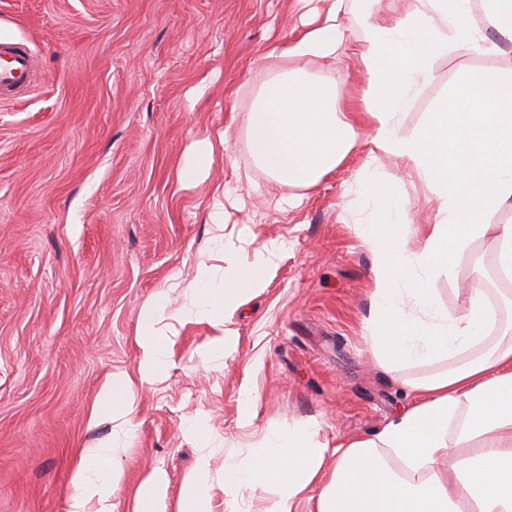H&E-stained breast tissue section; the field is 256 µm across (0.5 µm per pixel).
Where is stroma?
<instances>
[{
    "mask_svg": "<svg viewBox=\"0 0 512 512\" xmlns=\"http://www.w3.org/2000/svg\"><path fill=\"white\" fill-rule=\"evenodd\" d=\"M354 7L343 0L346 52L304 66L358 105L366 82ZM303 12L296 0H0V36L37 64L32 88L0 103V512H67L83 449L110 431L90 418L98 393L108 374L137 370L143 307L164 290L181 308L203 259L220 272L227 259L280 250L262 288L227 316L224 350L209 323L168 321L170 368L138 390L114 512H132L155 469L175 504L202 447L219 502L225 461L270 430L308 424L331 447L372 437L415 402L412 383L451 368L444 359L393 371L368 340L363 177L396 176L420 224L433 216L426 185L387 158L368 163L365 131L309 189L270 180L250 154L246 117L265 78L253 62L295 40ZM511 65L512 54H437L403 131L466 69ZM222 130L208 177L183 186L191 144ZM219 187L220 226L209 218ZM288 197L296 206L282 208ZM466 282L487 290L495 344L512 324V289L488 240L436 274L441 309L462 308ZM198 416L200 439L187 432Z\"/></svg>",
    "mask_w": 512,
    "mask_h": 512,
    "instance_id": "35a3bbf8",
    "label": "stroma"
}]
</instances>
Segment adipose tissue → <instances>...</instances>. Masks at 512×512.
<instances>
[{"label":"adipose tissue","mask_w":512,"mask_h":512,"mask_svg":"<svg viewBox=\"0 0 512 512\" xmlns=\"http://www.w3.org/2000/svg\"><path fill=\"white\" fill-rule=\"evenodd\" d=\"M364 32L359 59L367 75L364 106L353 111L335 84L304 69L271 72L246 119L250 153L273 181L312 187L348 156L358 128L370 131L373 153L410 168L429 188L434 220L416 227L411 203L391 179H372L374 205L361 233L373 255L370 339L391 369L469 354L464 365L413 384L416 404L395 414L373 437L328 448L311 426L270 431L263 445L224 466L228 503L263 490L261 512H294L300 495L319 485L316 512H512V326L495 349L472 356L492 320L485 289L466 290L459 313L440 310L432 280L473 238H490L498 270L512 280V224L490 214L512 207V69L470 68L409 134L400 115L414 89L433 77L440 52L497 55L498 43L469 26L472 0H413L403 15L380 13V0H358ZM341 0L278 56L333 60L346 50ZM271 258L228 263L222 277L199 263L184 321L223 325L227 313L260 288ZM169 311L157 293L138 325L136 376L110 377L97 413L112 425L109 440L89 449L72 478L67 512H112L121 476L114 441L130 432L139 383L168 367L162 327ZM333 467H326L327 456ZM211 454L201 450L181 482L177 512H213Z\"/></svg>","instance_id":"adipose-tissue-1"}]
</instances>
